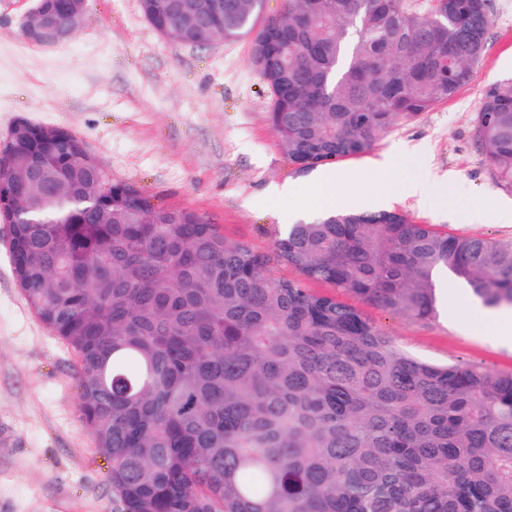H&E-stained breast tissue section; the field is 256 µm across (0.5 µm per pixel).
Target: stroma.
<instances>
[{
    "label": "stroma",
    "mask_w": 512,
    "mask_h": 512,
    "mask_svg": "<svg viewBox=\"0 0 512 512\" xmlns=\"http://www.w3.org/2000/svg\"><path fill=\"white\" fill-rule=\"evenodd\" d=\"M492 25L470 83L448 101L400 120L368 153L332 164L336 200L345 205L375 179L398 191L389 211L449 232L512 240V223L477 214L485 198L512 203L476 140L487 94L512 82V0H491ZM33 0H0V143L19 119L60 127L83 140L113 181L165 205L188 207L227 239L270 255L267 275L299 278L273 257L294 208L275 187L294 186L309 203L312 174L296 173L270 124V94L251 59L249 39L204 47L161 36L139 0H86L68 41L45 48L21 26ZM430 177L424 199L399 188ZM463 289L448 291L436 318L413 322L380 308L364 315L402 351L439 364L512 371V349L473 314ZM71 353L29 310L0 222V512H112L110 461L81 421Z\"/></svg>",
    "instance_id": "1"
}]
</instances>
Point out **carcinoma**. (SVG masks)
<instances>
[{
    "mask_svg": "<svg viewBox=\"0 0 512 512\" xmlns=\"http://www.w3.org/2000/svg\"><path fill=\"white\" fill-rule=\"evenodd\" d=\"M140 0L164 37L250 38L270 121L300 173L367 153L472 77L490 0ZM476 139L512 182V83ZM22 134L0 177L22 204L11 264L29 309L76 356L77 410L112 461V512H512V372L400 351L323 282L435 318L446 273L512 308V241L395 211H325L274 243L303 279L204 214L106 177L73 133Z\"/></svg>",
    "mask_w": 512,
    "mask_h": 512,
    "instance_id": "obj_1",
    "label": "carcinoma"
}]
</instances>
